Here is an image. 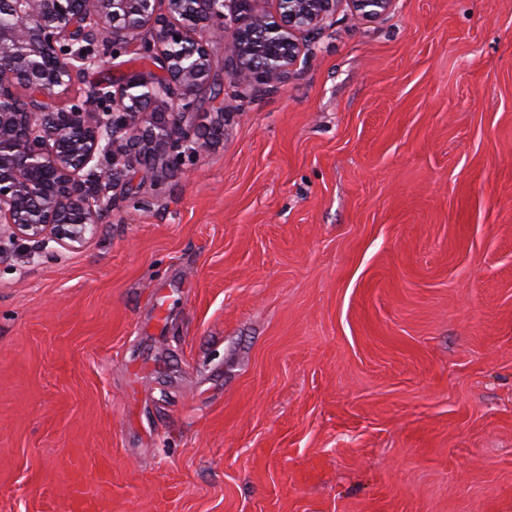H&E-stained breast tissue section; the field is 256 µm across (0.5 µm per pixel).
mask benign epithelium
<instances>
[{
	"label": "benign epithelium",
	"instance_id": "7a95c632",
	"mask_svg": "<svg viewBox=\"0 0 512 512\" xmlns=\"http://www.w3.org/2000/svg\"><path fill=\"white\" fill-rule=\"evenodd\" d=\"M0 0V242L63 248L82 243L112 210L95 188L153 182L187 154L206 151L224 132V113L205 134L183 128L184 115L211 90L210 45L226 44L224 71L244 84L278 81L300 56L297 34L336 13L339 0H274V13L254 0ZM393 0H352L365 16ZM236 21L226 35L224 10ZM144 27L143 50L159 64L98 82L85 99L55 107L58 88L99 66L94 47L117 52Z\"/></svg>",
	"mask_w": 512,
	"mask_h": 512
}]
</instances>
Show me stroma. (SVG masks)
<instances>
[{"mask_svg":"<svg viewBox=\"0 0 512 512\" xmlns=\"http://www.w3.org/2000/svg\"><path fill=\"white\" fill-rule=\"evenodd\" d=\"M302 43L82 245L0 253V512L102 459L101 512H512V0Z\"/></svg>","mask_w":512,"mask_h":512,"instance_id":"obj_1","label":"stroma"}]
</instances>
